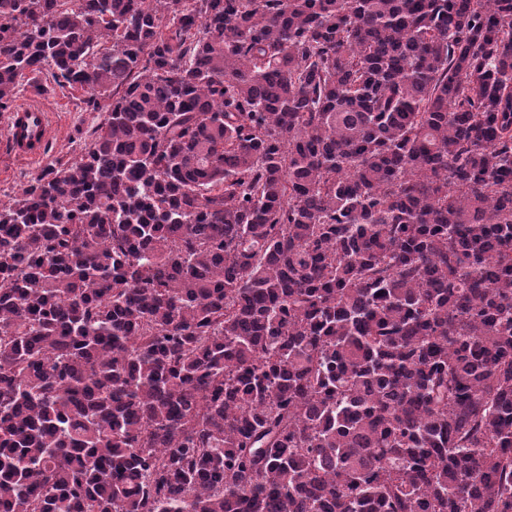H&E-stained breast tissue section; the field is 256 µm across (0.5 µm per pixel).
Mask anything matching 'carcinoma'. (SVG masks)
<instances>
[{"label": "carcinoma", "instance_id": "1", "mask_svg": "<svg viewBox=\"0 0 512 512\" xmlns=\"http://www.w3.org/2000/svg\"><path fill=\"white\" fill-rule=\"evenodd\" d=\"M106 110L0 202V512H512V0H0Z\"/></svg>", "mask_w": 512, "mask_h": 512}]
</instances>
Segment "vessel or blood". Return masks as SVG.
<instances>
[{
  "label": "vessel or blood",
  "instance_id": "obj_1",
  "mask_svg": "<svg viewBox=\"0 0 512 512\" xmlns=\"http://www.w3.org/2000/svg\"><path fill=\"white\" fill-rule=\"evenodd\" d=\"M6 131L15 157L38 161L44 156L52 135L50 114L41 105L20 104L9 113Z\"/></svg>",
  "mask_w": 512,
  "mask_h": 512
}]
</instances>
